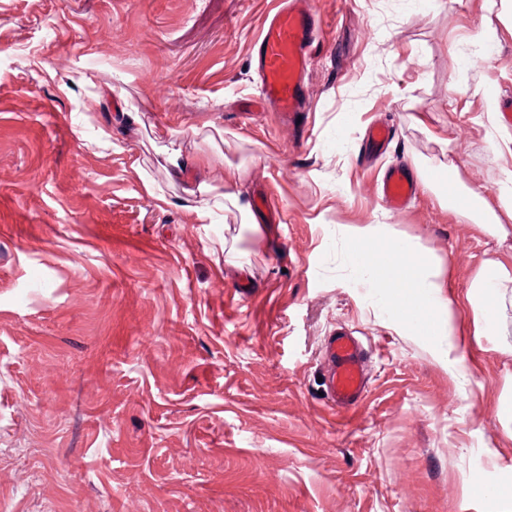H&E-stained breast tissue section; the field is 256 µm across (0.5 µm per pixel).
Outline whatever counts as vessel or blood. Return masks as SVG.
<instances>
[{"label":"vessel or blood","mask_w":512,"mask_h":512,"mask_svg":"<svg viewBox=\"0 0 512 512\" xmlns=\"http://www.w3.org/2000/svg\"><path fill=\"white\" fill-rule=\"evenodd\" d=\"M323 36L322 21L311 0H284L270 11L252 50L260 93L270 111L295 123L309 110V76L313 52ZM416 190L407 169L392 167L381 179L384 203L400 210ZM367 353L348 331L327 338L321 373L325 398L331 405L353 408L363 400L369 384Z\"/></svg>","instance_id":"1"}]
</instances>
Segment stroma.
I'll return each instance as SVG.
<instances>
[{"mask_svg": "<svg viewBox=\"0 0 512 512\" xmlns=\"http://www.w3.org/2000/svg\"><path fill=\"white\" fill-rule=\"evenodd\" d=\"M313 2L303 137L253 106L276 0H0V512H512L493 494L512 486V282L469 297L485 261L512 271L488 211L512 177V19ZM376 119L392 140L368 161ZM176 150L254 224L199 218ZM395 165L448 183L391 212ZM369 224L438 261L461 380L346 265L344 230ZM340 328L372 352L349 411L318 387Z\"/></svg>", "mask_w": 512, "mask_h": 512, "instance_id": "obj_1", "label": "stroma"}]
</instances>
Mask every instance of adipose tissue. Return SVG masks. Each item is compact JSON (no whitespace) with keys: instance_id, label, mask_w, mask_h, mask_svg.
<instances>
[{"instance_id":"obj_1","label":"adipose tissue","mask_w":512,"mask_h":512,"mask_svg":"<svg viewBox=\"0 0 512 512\" xmlns=\"http://www.w3.org/2000/svg\"><path fill=\"white\" fill-rule=\"evenodd\" d=\"M377 233L370 225L347 230L354 244L351 263L359 277L370 287L393 289L387 301L392 315H400L406 306L415 308V315L405 318V327L416 335H430L445 357L449 374L460 375L464 364L456 307L435 261L419 257L411 241L400 236L391 237L382 252H373L369 243Z\"/></svg>"}]
</instances>
